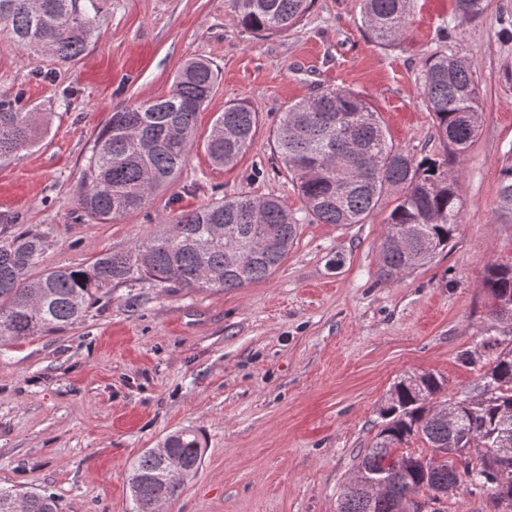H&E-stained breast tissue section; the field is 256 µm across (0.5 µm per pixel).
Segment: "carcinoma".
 I'll return each instance as SVG.
<instances>
[{"label": "carcinoma", "mask_w": 512, "mask_h": 512, "mask_svg": "<svg viewBox=\"0 0 512 512\" xmlns=\"http://www.w3.org/2000/svg\"><path fill=\"white\" fill-rule=\"evenodd\" d=\"M237 23L258 38L297 25L310 0H227ZM414 0H361L362 23L382 47L398 46ZM460 21H472L485 0H455ZM98 0H0V25L31 58L47 53L61 62L80 57L94 33ZM219 72L206 59H191L174 77L167 94L112 113L86 159L77 208L110 223L144 207L159 187L180 172L196 140V118L212 97ZM423 93L434 115L435 134L446 159L421 160L388 140L378 112L365 95L350 88H327L287 106L273 131L274 147L291 175L305 216L319 224H362L393 189L399 190L381 243L379 276L391 279L430 260L453 239L460 218L459 173L452 159L472 144L483 110L474 65L460 56L426 59ZM258 112L246 101L224 105L205 149L216 166L232 163L253 143ZM39 131L22 100H0V163L35 147ZM501 199L512 206V163L501 170ZM122 252L101 254L81 267H58L38 278L30 271L43 250L41 233L23 231L0 243V339L56 332L83 320L99 295L130 281L149 279L182 288L216 292L268 278L285 261L300 219L277 198L239 195L222 198L170 220ZM483 287L494 301L488 331L497 329L503 306H512V266L491 263ZM444 388L431 373L408 376L394 385L381 411L383 424L360 465L389 480L388 496L371 504L352 486L341 494L346 512H398L421 491L428 495L458 484L496 497L512 469L495 463L502 432L512 442V347L502 349L467 396L473 411L443 419L431 410ZM469 438V450L456 446ZM420 440L448 451V462L424 472V456L407 450L401 466L392 454ZM204 453L200 434L183 428L145 451L132 466L130 492L135 512H158L196 472ZM0 512H58L50 494L0 487Z\"/></svg>", "instance_id": "carcinoma-1"}]
</instances>
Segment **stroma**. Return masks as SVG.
Instances as JSON below:
<instances>
[{"label": "stroma", "instance_id": "35a3bbf8", "mask_svg": "<svg viewBox=\"0 0 512 512\" xmlns=\"http://www.w3.org/2000/svg\"><path fill=\"white\" fill-rule=\"evenodd\" d=\"M94 25L68 65L28 59L0 35V99L22 95L48 121L35 148L0 164V242L43 233L34 278L133 248L221 197L275 196L301 212L272 132L288 104L326 87L365 94L396 148L442 158L424 62L443 52L475 67L483 119L455 161L460 224L430 262L379 278L385 201L362 224L302 220L263 281L214 292L142 280L112 288L62 331L0 342V487L55 495L61 512H134L133 462L191 428L201 464L161 512H336L394 383L432 373L458 399L512 346L505 322L488 341L482 286L488 263L512 266V209L499 199L512 154V0H487L467 23L454 0H416L394 48L370 40L360 0H311L299 24L264 39L226 0H100ZM192 58L219 79L180 174L112 223L81 216L76 193L98 131L113 110L166 94ZM232 100L259 121L250 149L218 167L204 141Z\"/></svg>", "mask_w": 512, "mask_h": 512}]
</instances>
